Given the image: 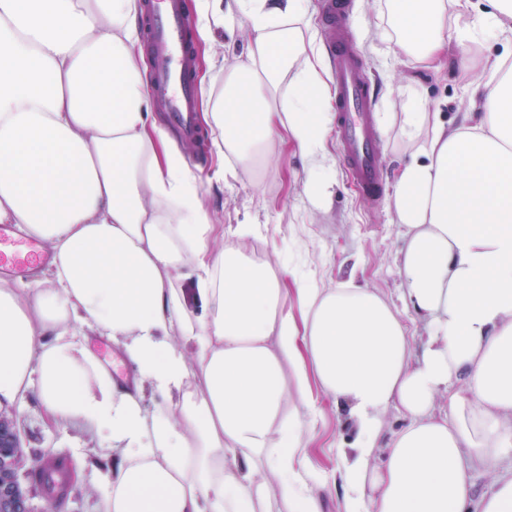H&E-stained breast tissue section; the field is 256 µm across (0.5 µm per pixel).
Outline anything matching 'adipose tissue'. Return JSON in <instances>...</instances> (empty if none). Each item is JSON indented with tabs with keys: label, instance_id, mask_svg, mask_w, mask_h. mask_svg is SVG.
<instances>
[{
	"label": "adipose tissue",
	"instance_id": "obj_1",
	"mask_svg": "<svg viewBox=\"0 0 512 512\" xmlns=\"http://www.w3.org/2000/svg\"><path fill=\"white\" fill-rule=\"evenodd\" d=\"M253 38L225 64L202 121L228 172L274 139L321 166L332 92L307 0H233ZM403 52L429 63L506 34L512 0H386ZM137 0H0V224L52 261L0 284V404L37 398L49 422L90 423L112 453L105 512H322L306 461L311 380L357 430L341 450L345 512H512V476L481 498L473 473L512 463V55L484 61L479 111L451 126L414 99L401 129L393 221L407 245L400 311L348 282L298 291L213 251L197 176L153 118ZM194 260V314L176 283ZM135 364L118 384L88 333ZM196 379L187 388L188 379ZM168 398L154 412L142 388ZM410 419L372 458L382 414Z\"/></svg>",
	"mask_w": 512,
	"mask_h": 512
}]
</instances>
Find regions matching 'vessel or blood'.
<instances>
[{"label":"vessel or blood","mask_w":512,"mask_h":512,"mask_svg":"<svg viewBox=\"0 0 512 512\" xmlns=\"http://www.w3.org/2000/svg\"><path fill=\"white\" fill-rule=\"evenodd\" d=\"M142 7L152 65L149 91L165 126L184 140H196L200 92L193 80L192 31L182 0H143ZM349 10L350 0L319 3L336 87V137L351 185L362 199L377 203L386 186L376 145L373 93L362 52L349 31ZM41 259L36 242H15L10 227L0 225V271L18 275Z\"/></svg>","instance_id":"b4317fda"}]
</instances>
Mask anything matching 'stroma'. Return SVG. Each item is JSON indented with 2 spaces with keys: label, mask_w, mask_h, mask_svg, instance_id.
<instances>
[{
  "label": "stroma",
  "mask_w": 512,
  "mask_h": 512,
  "mask_svg": "<svg viewBox=\"0 0 512 512\" xmlns=\"http://www.w3.org/2000/svg\"><path fill=\"white\" fill-rule=\"evenodd\" d=\"M351 27L377 94L378 146L384 177L390 180L410 153L400 136L409 110L406 83L418 90L425 112L441 113L454 123L471 109L468 77L454 53L438 69L402 52L387 53L379 38L380 31L393 27L385 0H353ZM250 40L248 25L236 12L225 16L223 25L213 27L196 46L203 63L219 68L245 53ZM180 150L198 177L215 226L213 249L238 248L269 265L286 288L290 304H297L299 286L328 289L348 280L398 301L397 258L405 244L402 230L391 221L390 199L369 203L350 189L335 133H328L325 141L323 174L330 182V195L322 206L313 201L311 159L292 142L276 139L264 144L259 162L238 168L236 176L226 178L211 149L210 131H203L195 145L184 144ZM240 224L259 225L260 232L239 238L234 230ZM313 396L316 411L301 412L300 418L311 467L323 476L337 471L338 451L351 446L354 431L331 397L318 388ZM0 413L13 418L25 448L17 476L33 512H103L110 461L99 454L101 439L87 423L77 419L57 427L48 425L42 405L33 398L20 406L1 405ZM48 451L65 458L76 473V485L59 509L31 476Z\"/></svg>",
  "instance_id": "stroma-1"
}]
</instances>
